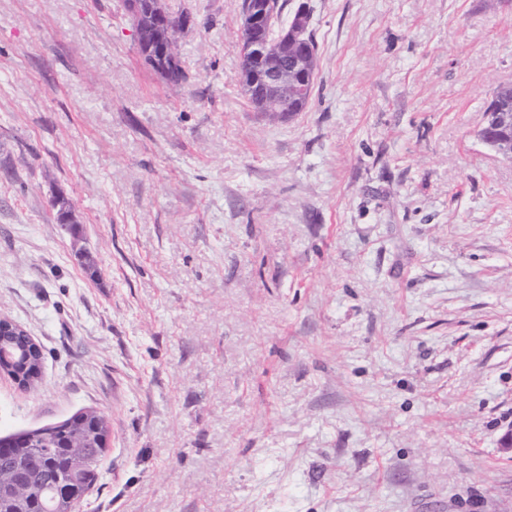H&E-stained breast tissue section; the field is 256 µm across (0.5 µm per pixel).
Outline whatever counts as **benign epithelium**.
Returning a JSON list of instances; mask_svg holds the SVG:
<instances>
[{"label": "benign epithelium", "mask_w": 512, "mask_h": 512, "mask_svg": "<svg viewBox=\"0 0 512 512\" xmlns=\"http://www.w3.org/2000/svg\"><path fill=\"white\" fill-rule=\"evenodd\" d=\"M271 4L272 0H246L242 5L238 43L251 51L253 64L241 69L239 83L247 94L258 97L268 111L286 115L292 112L293 101L306 89L308 77L314 73V56L302 45L310 22L309 7L300 4L288 28L269 42L263 32L273 18ZM126 11L132 20L136 44L150 55L153 72L170 80L174 65L171 33H183L192 19L174 29L167 0H126ZM488 117L502 129L511 126L512 102L504 99L499 106H491ZM478 138L496 155L512 158V137H493L482 128ZM83 466V457L65 453L63 467L73 480L80 478ZM25 487L28 494L16 500L15 512H30L32 504L40 500L39 489L30 483Z\"/></svg>", "instance_id": "obj_1"}]
</instances>
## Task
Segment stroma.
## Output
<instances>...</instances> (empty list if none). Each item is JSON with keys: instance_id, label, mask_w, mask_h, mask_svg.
<instances>
[{"instance_id": "stroma-1", "label": "stroma", "mask_w": 512, "mask_h": 512, "mask_svg": "<svg viewBox=\"0 0 512 512\" xmlns=\"http://www.w3.org/2000/svg\"><path fill=\"white\" fill-rule=\"evenodd\" d=\"M311 10L309 107L255 111L240 0H168L186 81L124 0H0V431L112 423L80 512H512V0ZM69 200L78 237L53 198Z\"/></svg>"}]
</instances>
